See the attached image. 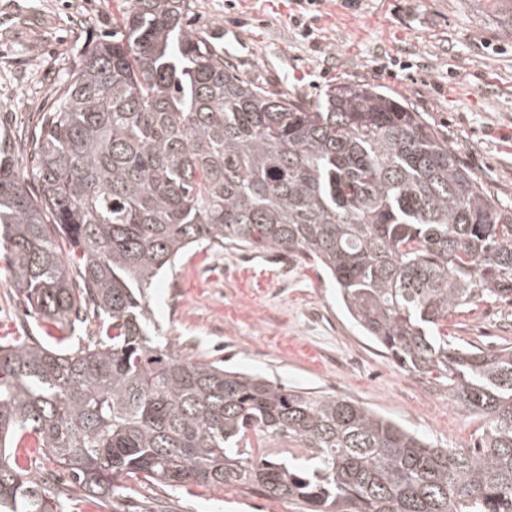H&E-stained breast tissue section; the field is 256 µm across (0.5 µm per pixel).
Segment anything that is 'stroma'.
<instances>
[{
  "mask_svg": "<svg viewBox=\"0 0 512 512\" xmlns=\"http://www.w3.org/2000/svg\"><path fill=\"white\" fill-rule=\"evenodd\" d=\"M188 27L206 32L257 84L314 102L328 86L365 81L404 98L465 165L512 201V36L498 33L499 0H324L303 39L293 0H192ZM135 0H0V141L19 172L52 90L85 48L120 28ZM409 70H400V63ZM0 258V343L46 338ZM162 340L282 384L352 399L441 448L471 447L484 421L435 381L402 371L363 336L327 278L287 256L249 250L188 254L148 291ZM449 340L488 350L512 343V304L450 316ZM68 512H299L252 493L129 483L100 508L57 482Z\"/></svg>",
  "mask_w": 512,
  "mask_h": 512,
  "instance_id": "obj_1",
  "label": "stroma"
}]
</instances>
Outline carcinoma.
Here are the masks:
<instances>
[{"instance_id": "1", "label": "carcinoma", "mask_w": 512, "mask_h": 512, "mask_svg": "<svg viewBox=\"0 0 512 512\" xmlns=\"http://www.w3.org/2000/svg\"><path fill=\"white\" fill-rule=\"evenodd\" d=\"M190 10L136 0L59 82L29 142L39 195L0 162V249L31 315L100 317L83 348L0 345V512H64L35 477L46 461L102 503L129 481L243 485L307 512H512V344L441 331L512 303V203L405 99L362 81L316 103L269 90L187 29ZM226 247L322 272L405 372L485 419L478 440L435 448L351 399L154 341L145 289Z\"/></svg>"}]
</instances>
